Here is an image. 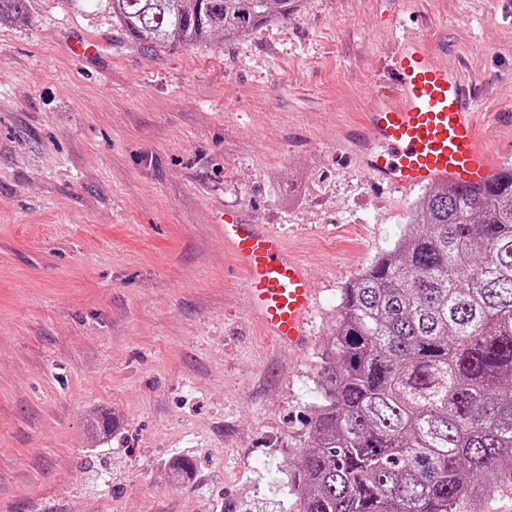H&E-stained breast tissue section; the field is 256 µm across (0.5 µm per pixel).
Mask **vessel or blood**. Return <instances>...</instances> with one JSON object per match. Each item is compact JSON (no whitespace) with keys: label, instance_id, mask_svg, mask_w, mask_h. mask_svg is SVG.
Here are the masks:
<instances>
[{"label":"vessel or blood","instance_id":"obj_1","mask_svg":"<svg viewBox=\"0 0 512 512\" xmlns=\"http://www.w3.org/2000/svg\"><path fill=\"white\" fill-rule=\"evenodd\" d=\"M388 74L387 88L372 92L355 131L360 166L376 184L484 187L512 171L479 141L477 93L423 39L404 42ZM224 246L244 273L248 309L266 333L291 348L303 344L315 301L308 266L288 252L278 232L237 210L224 212Z\"/></svg>","mask_w":512,"mask_h":512}]
</instances>
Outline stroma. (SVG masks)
<instances>
[{
	"mask_svg": "<svg viewBox=\"0 0 512 512\" xmlns=\"http://www.w3.org/2000/svg\"><path fill=\"white\" fill-rule=\"evenodd\" d=\"M410 36L481 85L483 141L512 155V0H303L157 53L108 0L0 23V512H293L341 290L419 197L343 139ZM228 209L310 267L302 348L249 313Z\"/></svg>",
	"mask_w": 512,
	"mask_h": 512,
	"instance_id": "stroma-1",
	"label": "stroma"
}]
</instances>
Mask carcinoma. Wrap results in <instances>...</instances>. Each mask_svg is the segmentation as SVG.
<instances>
[{
  "instance_id": "obj_1",
  "label": "carcinoma",
  "mask_w": 512,
  "mask_h": 512,
  "mask_svg": "<svg viewBox=\"0 0 512 512\" xmlns=\"http://www.w3.org/2000/svg\"><path fill=\"white\" fill-rule=\"evenodd\" d=\"M35 0H0V21ZM151 52L229 41L301 0H110ZM407 235L342 289L322 401L291 475L294 512H474L512 478V174L433 184ZM188 458L173 479L193 472Z\"/></svg>"
}]
</instances>
